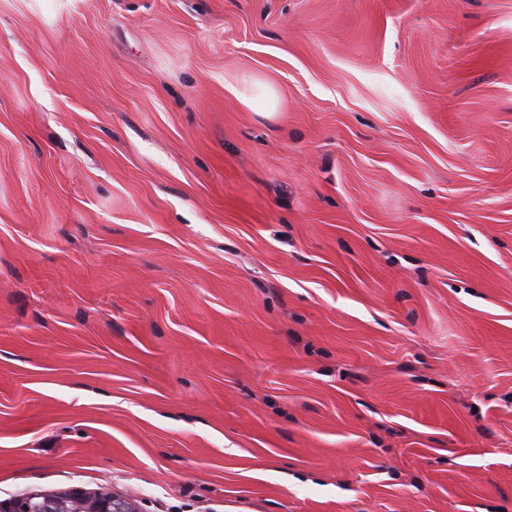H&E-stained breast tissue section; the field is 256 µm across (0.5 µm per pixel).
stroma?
Returning a JSON list of instances; mask_svg holds the SVG:
<instances>
[{"label": "stroma", "mask_w": 512, "mask_h": 512, "mask_svg": "<svg viewBox=\"0 0 512 512\" xmlns=\"http://www.w3.org/2000/svg\"><path fill=\"white\" fill-rule=\"evenodd\" d=\"M512 512V0H0V501Z\"/></svg>", "instance_id": "obj_1"}]
</instances>
